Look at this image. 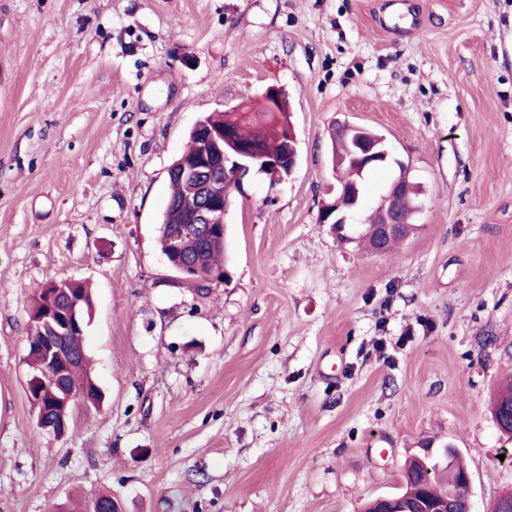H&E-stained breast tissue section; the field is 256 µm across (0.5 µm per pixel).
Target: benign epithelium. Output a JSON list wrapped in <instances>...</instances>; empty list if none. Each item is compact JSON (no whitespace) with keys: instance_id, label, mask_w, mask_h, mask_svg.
Masks as SVG:
<instances>
[{"instance_id":"obj_1","label":"benign epithelium","mask_w":512,"mask_h":512,"mask_svg":"<svg viewBox=\"0 0 512 512\" xmlns=\"http://www.w3.org/2000/svg\"><path fill=\"white\" fill-rule=\"evenodd\" d=\"M360 131H362L360 127L345 122L336 123L337 135L355 140V150L350 152L345 160L350 164H356L359 170L363 171L372 164L388 159L391 150L385 137L362 139L358 137ZM204 136L221 155L224 181L229 183L230 189L241 190L244 180L253 172V167L243 162V158L247 156L246 150L236 145L231 134L222 127L206 131ZM297 161L298 143L292 132L288 134L286 158H258V164L268 167L264 174L273 183L289 177ZM172 174L189 181L195 194L191 222L175 234L176 246L181 247L188 241L211 239L224 232V199L211 192L214 174L210 173L209 167L200 163L192 166L185 164L179 169L172 170ZM409 184L410 171L401 163L399 175L385 188L379 200L383 222L376 225L375 252L377 253L385 251L387 242L403 233L412 224V215L405 208V202L409 197ZM352 194L353 209L343 210L338 199L331 203L325 202L319 209L318 223L336 225L357 223L358 190H352ZM37 320L47 326L50 333L44 335L41 342V349L46 354V363L28 379L27 392L30 395L36 392L40 383L48 377L58 382L60 386H65L74 358L62 342L61 336L69 329L78 326L77 321L69 319L64 311L52 304L44 307ZM37 424L41 429L57 437L65 435L68 429L65 419L56 420L48 410L42 408L38 410ZM372 508L374 512H407L403 508L401 495L378 497L373 500Z\"/></svg>"}]
</instances>
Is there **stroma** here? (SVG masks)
Returning a JSON list of instances; mask_svg holds the SVG:
<instances>
[{"instance_id": "1", "label": "stroma", "mask_w": 512, "mask_h": 512, "mask_svg": "<svg viewBox=\"0 0 512 512\" xmlns=\"http://www.w3.org/2000/svg\"><path fill=\"white\" fill-rule=\"evenodd\" d=\"M287 96L291 176L224 213V282L158 242L205 114ZM344 120L422 187L382 255L318 211ZM86 283L100 406L58 438L27 396L28 311ZM512 0H0V512H361L453 445L471 512L512 490Z\"/></svg>"}]
</instances>
